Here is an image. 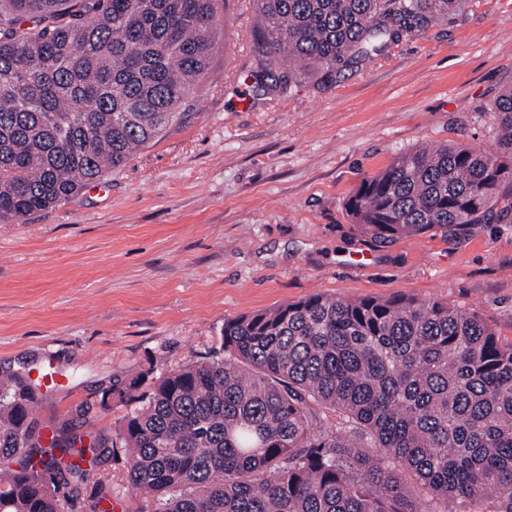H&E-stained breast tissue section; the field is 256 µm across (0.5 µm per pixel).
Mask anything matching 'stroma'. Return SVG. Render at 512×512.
Masks as SVG:
<instances>
[{"instance_id": "stroma-1", "label": "stroma", "mask_w": 512, "mask_h": 512, "mask_svg": "<svg viewBox=\"0 0 512 512\" xmlns=\"http://www.w3.org/2000/svg\"><path fill=\"white\" fill-rule=\"evenodd\" d=\"M258 0H219L225 37L164 136L74 199L0 224V371L53 367L39 428L117 436L128 405L172 370L212 358L225 319L321 293L400 294L478 314L512 343V212L487 224L377 243L346 201L401 153L454 143L491 149L485 106L512 85V0H465L447 20L400 31L322 83L264 92ZM83 499L149 512L122 446L86 459Z\"/></svg>"}]
</instances>
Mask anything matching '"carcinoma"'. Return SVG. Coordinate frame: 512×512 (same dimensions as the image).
Returning <instances> with one entry per match:
<instances>
[{"instance_id":"1","label":"carcinoma","mask_w":512,"mask_h":512,"mask_svg":"<svg viewBox=\"0 0 512 512\" xmlns=\"http://www.w3.org/2000/svg\"><path fill=\"white\" fill-rule=\"evenodd\" d=\"M218 0H0V224H21L127 163L179 119L223 44ZM253 84L284 93L381 51L463 0H260ZM493 148L402 153L346 202L379 243L505 211L512 87ZM222 354L181 366L123 419L129 483L154 512H512V344L477 314L407 296L313 294L224 319ZM28 377L0 375V512H98L89 472L60 483ZM336 415V424L314 427ZM371 448L381 449L373 455ZM39 460L43 471L35 469Z\"/></svg>"}]
</instances>
